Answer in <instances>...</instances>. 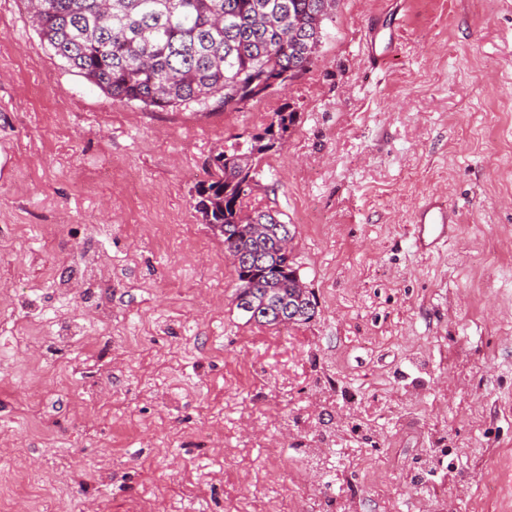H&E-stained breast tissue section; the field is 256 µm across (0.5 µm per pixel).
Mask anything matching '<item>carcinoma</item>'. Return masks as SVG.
<instances>
[{"label": "carcinoma", "mask_w": 512, "mask_h": 512, "mask_svg": "<svg viewBox=\"0 0 512 512\" xmlns=\"http://www.w3.org/2000/svg\"><path fill=\"white\" fill-rule=\"evenodd\" d=\"M335 0H25L41 38L88 82L119 103L165 109L189 102L238 108L272 89L294 64L304 71ZM294 113L277 112L260 133L239 135L196 187L195 208L231 256L265 253L284 226L278 214L245 210L258 164L277 148ZM247 186H242L245 180ZM269 225L260 239L251 225ZM236 309L280 326L267 310L294 298L298 267L286 252L234 267Z\"/></svg>", "instance_id": "1"}]
</instances>
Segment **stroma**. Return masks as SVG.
Instances as JSON below:
<instances>
[{
	"instance_id": "obj_1",
	"label": "stroma",
	"mask_w": 512,
	"mask_h": 512,
	"mask_svg": "<svg viewBox=\"0 0 512 512\" xmlns=\"http://www.w3.org/2000/svg\"><path fill=\"white\" fill-rule=\"evenodd\" d=\"M325 29L264 97L159 110L0 0V512H512V0H337ZM277 112L246 204L317 313L273 327L194 195ZM432 195L460 221L423 253Z\"/></svg>"
}]
</instances>
